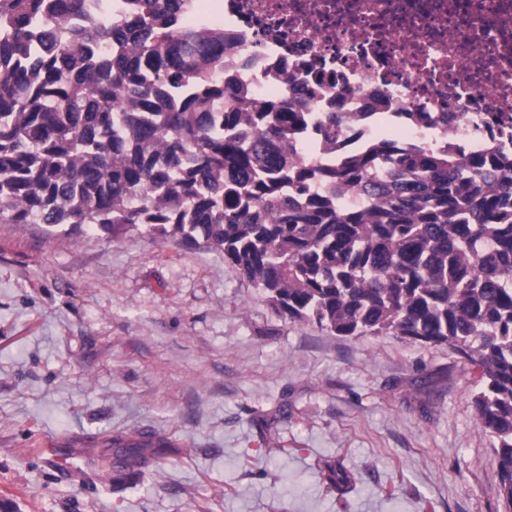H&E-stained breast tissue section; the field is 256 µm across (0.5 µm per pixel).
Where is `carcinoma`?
I'll list each match as a JSON object with an SVG mask.
<instances>
[{"label": "carcinoma", "mask_w": 512, "mask_h": 512, "mask_svg": "<svg viewBox=\"0 0 512 512\" xmlns=\"http://www.w3.org/2000/svg\"><path fill=\"white\" fill-rule=\"evenodd\" d=\"M0 0V223L131 227L224 253L293 322L446 344L482 369L473 403L512 512V158L488 143L341 150L349 116L252 111L221 80L224 33L188 0ZM316 123L318 165L302 149ZM355 193L347 204L343 197ZM115 483L169 438L116 435ZM337 491L352 475L326 461Z\"/></svg>", "instance_id": "obj_1"}]
</instances>
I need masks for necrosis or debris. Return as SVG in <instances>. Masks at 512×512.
<instances>
[{"mask_svg":"<svg viewBox=\"0 0 512 512\" xmlns=\"http://www.w3.org/2000/svg\"><path fill=\"white\" fill-rule=\"evenodd\" d=\"M179 21L223 29L224 79L248 98L288 97L286 74L310 65L321 90L306 111L369 115L351 121L350 149L493 141L512 153V0H194ZM423 108L447 118L407 120Z\"/></svg>","mask_w":512,"mask_h":512,"instance_id":"obj_1","label":"necrosis or debris"}]
</instances>
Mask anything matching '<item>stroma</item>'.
<instances>
[{
	"mask_svg": "<svg viewBox=\"0 0 512 512\" xmlns=\"http://www.w3.org/2000/svg\"><path fill=\"white\" fill-rule=\"evenodd\" d=\"M480 378L291 322L203 245L0 223V512H500ZM138 431L172 446L115 489ZM324 475L341 494L353 488L352 475L339 463L326 461L323 464Z\"/></svg>",
	"mask_w": 512,
	"mask_h": 512,
	"instance_id": "obj_1",
	"label": "stroma"
}]
</instances>
